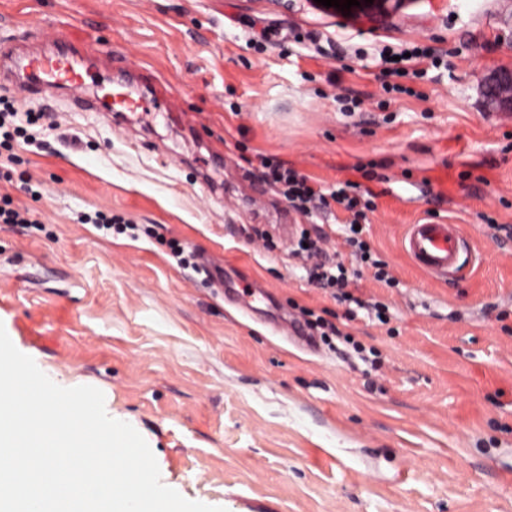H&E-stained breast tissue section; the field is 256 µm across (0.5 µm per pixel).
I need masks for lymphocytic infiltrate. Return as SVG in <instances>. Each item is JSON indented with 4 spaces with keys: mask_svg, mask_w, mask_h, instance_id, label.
I'll return each mask as SVG.
<instances>
[{
    "mask_svg": "<svg viewBox=\"0 0 512 512\" xmlns=\"http://www.w3.org/2000/svg\"><path fill=\"white\" fill-rule=\"evenodd\" d=\"M263 168L266 179L279 187L283 197L298 212L308 215L339 204L351 213L352 219L342 226L341 236L357 260V267L348 268L330 255V238L326 235L314 237L309 231H301L292 247L293 254L306 262L308 283L318 288L333 289L336 300L347 304V320H354L358 315L353 290L363 278H371L391 288L397 287L398 282L388 263L372 250L362 236L361 229L366 225L369 212L375 211L376 203L373 197L365 194L360 183L347 179L326 187L270 158L264 160Z\"/></svg>",
    "mask_w": 512,
    "mask_h": 512,
    "instance_id": "lymphocytic-infiltrate-1",
    "label": "lymphocytic infiltrate"
}]
</instances>
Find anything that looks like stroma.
I'll return each mask as SVG.
<instances>
[{"instance_id":"35a3bbf8","label":"stroma","mask_w":512,"mask_h":512,"mask_svg":"<svg viewBox=\"0 0 512 512\" xmlns=\"http://www.w3.org/2000/svg\"><path fill=\"white\" fill-rule=\"evenodd\" d=\"M55 21L137 112L34 100L58 124L0 162V196L33 224H0V325L62 387L89 385L147 441L164 485L226 512H512V112L486 80L512 70V0H403L374 19L310 0H0V36ZM275 29L254 47L255 33ZM93 35L99 48L86 50ZM417 42L444 64L386 91L382 47ZM111 47L103 55L101 46ZM356 102L344 114L348 102ZM329 185L361 181L365 237L399 285L363 279L354 321L298 259L249 242L257 227L330 232L263 178L262 158ZM105 213L135 225L106 230ZM435 213L478 259L430 279L403 251ZM186 252L228 262L223 288ZM259 287L251 316L227 297ZM281 314L313 348L270 324ZM349 333L327 343L317 319Z\"/></svg>"}]
</instances>
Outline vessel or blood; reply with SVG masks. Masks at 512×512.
Returning a JSON list of instances; mask_svg holds the SVG:
<instances>
[{
	"instance_id": "vessel-or-blood-1",
	"label": "vessel or blood",
	"mask_w": 512,
	"mask_h": 512,
	"mask_svg": "<svg viewBox=\"0 0 512 512\" xmlns=\"http://www.w3.org/2000/svg\"><path fill=\"white\" fill-rule=\"evenodd\" d=\"M25 38V33L19 32L0 39V68L16 72L18 88L25 97L82 88L85 74L81 62L65 50L64 36H57L59 48L49 55L20 54L18 46ZM464 241L459 225L430 220L409 225L402 247L419 269L443 280L471 264V257L464 254Z\"/></svg>"
}]
</instances>
